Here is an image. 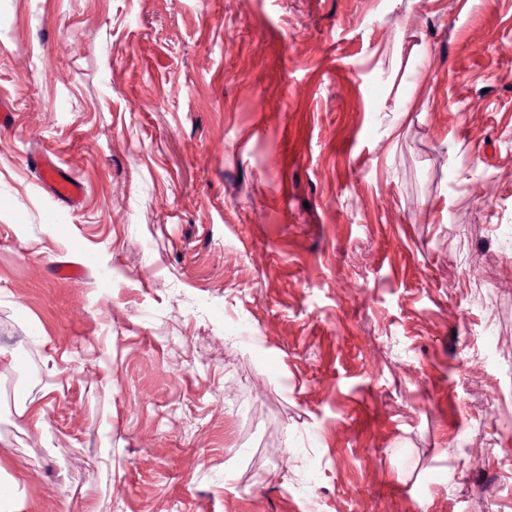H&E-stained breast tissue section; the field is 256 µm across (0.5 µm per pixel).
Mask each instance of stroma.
I'll return each instance as SVG.
<instances>
[{
    "instance_id": "1",
    "label": "stroma",
    "mask_w": 512,
    "mask_h": 512,
    "mask_svg": "<svg viewBox=\"0 0 512 512\" xmlns=\"http://www.w3.org/2000/svg\"><path fill=\"white\" fill-rule=\"evenodd\" d=\"M1 99L25 512H512V0H0ZM35 164L57 200L74 203L83 195V185L58 165L53 153L38 157Z\"/></svg>"
}]
</instances>
